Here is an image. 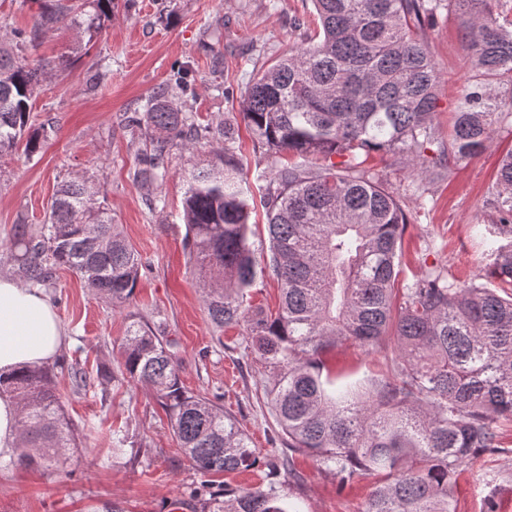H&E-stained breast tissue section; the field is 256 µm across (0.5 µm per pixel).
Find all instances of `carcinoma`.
Instances as JSON below:
<instances>
[{
  "mask_svg": "<svg viewBox=\"0 0 512 512\" xmlns=\"http://www.w3.org/2000/svg\"><path fill=\"white\" fill-rule=\"evenodd\" d=\"M509 0H311L314 32L294 52L249 76L240 112L274 158L265 182L268 246L251 241L252 188L232 150L228 121L201 125L187 109L189 65L171 70L143 111L124 119L150 148L135 155V180L161 186L170 151L203 139L219 144L186 177L182 220L189 264L217 326H244L246 350L267 369L263 394L288 455L272 460L250 446L210 399L184 389L173 344L134 319L122 342V375L148 386L168 412L179 448L203 477L266 466L288 468L296 453L315 458L339 487L378 477L362 512H456L457 477L477 455L501 449L499 424L512 422V153L496 169L497 222L477 224L492 262L483 282L460 283L432 267L397 287L396 259L406 220L387 182L367 165L373 154L403 156L439 176L486 152L496 129L512 124V7ZM115 0H42L29 29L0 38V157L37 152L54 132L29 124L44 77L23 52L50 23L91 35L112 19ZM462 19L473 77L452 130L434 123L440 75L419 36L440 11ZM109 66L90 69L99 88ZM436 153L419 163L426 149ZM288 153L293 161L283 163ZM340 161H334V158ZM96 183L60 182L47 233L16 228L27 279L48 284L60 268L122 305L144 264L112 215L97 206ZM280 285L277 311L247 303L256 278ZM352 344L384 354L385 372L353 379L329 354ZM19 406L16 464L61 469L77 446L57 379L45 369L0 376ZM221 512H298L282 485L224 487Z\"/></svg>",
  "mask_w": 512,
  "mask_h": 512,
  "instance_id": "1",
  "label": "carcinoma"
}]
</instances>
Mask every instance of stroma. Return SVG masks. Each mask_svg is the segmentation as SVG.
<instances>
[{
  "label": "stroma",
  "mask_w": 512,
  "mask_h": 512,
  "mask_svg": "<svg viewBox=\"0 0 512 512\" xmlns=\"http://www.w3.org/2000/svg\"><path fill=\"white\" fill-rule=\"evenodd\" d=\"M311 10L310 0H137L136 9H115L111 22L86 46H79V32L60 22L28 50V59L46 70L32 100L30 122L35 127L52 122L54 132L39 154L30 157L19 150L0 158V273L21 268L5 248L14 225H28L35 235L43 232L58 184L83 175L95 177L98 205L111 211L145 269L130 303L118 308L65 268L44 285L68 333L52 369L78 445L67 449L62 470L1 460L0 512H109L114 505L121 512H217L225 486L265 483L264 473L246 471L216 476L202 487L152 392L139 383L102 387L99 375L120 362L122 339L134 316L159 326L175 342L186 390L222 406L262 454H286L261 397L264 365L245 354L244 328H218L210 322L202 288L187 264L184 175L192 163L207 158L212 146L203 141L190 153L173 150L163 200L153 207L147 186L132 178L135 154L146 143L131 139L123 118L145 103L174 65L190 63L195 71L190 104L198 122L234 123L235 151L249 173L265 168L267 158L240 114V96L252 71L267 68L300 45L304 33L294 29L293 20ZM216 25L222 26L224 40L213 48L207 30ZM421 36L442 80L435 122L445 133L462 102L460 89L472 74L471 54L460 18L447 12H440ZM217 53L224 58L219 78L210 73ZM103 57L111 59L112 74L97 91L88 92L84 78ZM510 152L512 128L502 127L490 150L436 179H422L400 157L371 160L406 217L398 257L401 284L412 283L433 266L461 282L482 274L487 259L473 227L496 219L495 172L499 159ZM75 370L86 375V385L73 384ZM118 430L128 437V452L120 458L111 454ZM501 432V451L476 456L460 476L457 512H483L491 494L498 512H512V427L502 426ZM296 463L302 480L291 493L299 497L301 512H361L374 487L373 477L365 476L342 489L311 457H298ZM488 472L499 474V484H486Z\"/></svg>",
  "instance_id": "stroma-1"
}]
</instances>
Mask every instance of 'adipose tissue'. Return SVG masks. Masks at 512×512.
Masks as SVG:
<instances>
[{
  "label": "adipose tissue",
  "instance_id": "adipose-tissue-1",
  "mask_svg": "<svg viewBox=\"0 0 512 512\" xmlns=\"http://www.w3.org/2000/svg\"><path fill=\"white\" fill-rule=\"evenodd\" d=\"M67 340L47 297L21 275L0 276V374L52 363Z\"/></svg>",
  "mask_w": 512,
  "mask_h": 512
}]
</instances>
